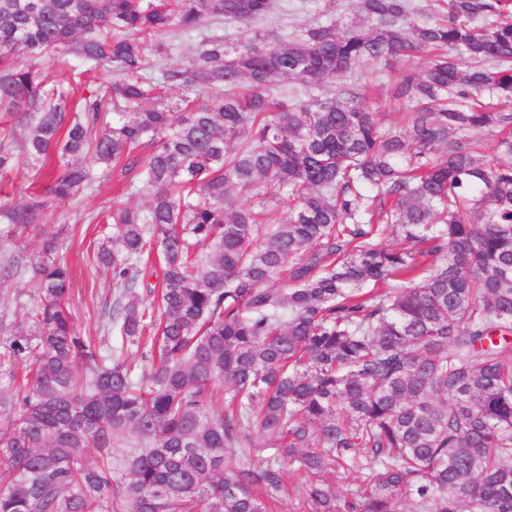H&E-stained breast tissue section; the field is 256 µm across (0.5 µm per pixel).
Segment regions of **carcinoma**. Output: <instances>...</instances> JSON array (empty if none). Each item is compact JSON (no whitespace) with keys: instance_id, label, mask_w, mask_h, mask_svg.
Masks as SVG:
<instances>
[{"instance_id":"1","label":"carcinoma","mask_w":512,"mask_h":512,"mask_svg":"<svg viewBox=\"0 0 512 512\" xmlns=\"http://www.w3.org/2000/svg\"><path fill=\"white\" fill-rule=\"evenodd\" d=\"M273 9L0 0V171L44 181L0 202L6 234L90 189L88 155L148 198L103 210L89 257L112 270L117 346L75 329L57 236L31 269L0 264L38 297L0 344V512H274L287 463L305 512H512V0H360L370 28L271 46L251 30ZM224 20L239 44L209 34L192 68L147 75L149 50ZM429 50L387 129L357 85L323 93ZM186 85L204 101L163 95ZM363 472L344 496L327 480Z\"/></svg>"}]
</instances>
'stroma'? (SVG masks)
Masks as SVG:
<instances>
[{"label":"stroma","instance_id":"35a3bbf8","mask_svg":"<svg viewBox=\"0 0 512 512\" xmlns=\"http://www.w3.org/2000/svg\"><path fill=\"white\" fill-rule=\"evenodd\" d=\"M276 7L270 17L256 28L266 34L269 44L291 40L299 27L318 21L358 19V0H274ZM431 60L430 54L420 53L394 64L391 70L370 64L359 77L364 87V101L377 114L382 127H389L399 104L391 97V85L400 71L422 72ZM94 188L76 202L66 201L48 208L39 223L12 235L0 233V261L13 253L26 256L28 262L40 260L42 242L58 234L56 261L70 271L72 294L70 311L77 331L92 343H100L104 331L101 315L113 299L112 274L106 270L93 271L86 265L88 250L94 249L104 236L113 232L111 225L98 224L95 214L110 207L113 200L133 208H146L147 199L141 195L121 194L124 177L119 169L97 167Z\"/></svg>","mask_w":512,"mask_h":512}]
</instances>
